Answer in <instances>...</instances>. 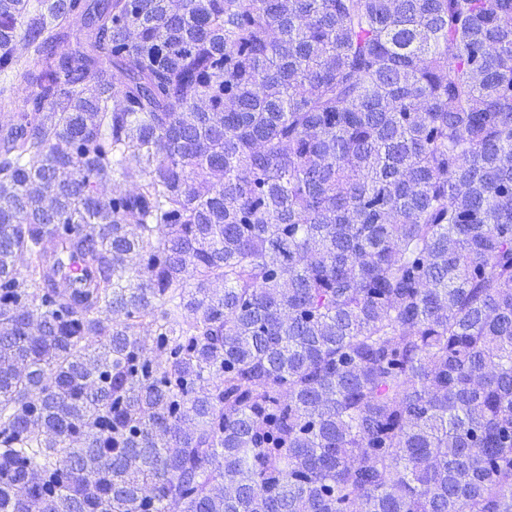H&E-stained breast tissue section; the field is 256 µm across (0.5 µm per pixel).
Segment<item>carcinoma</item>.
Returning a JSON list of instances; mask_svg holds the SVG:
<instances>
[{"mask_svg":"<svg viewBox=\"0 0 512 512\" xmlns=\"http://www.w3.org/2000/svg\"><path fill=\"white\" fill-rule=\"evenodd\" d=\"M0 75V512H512V0H5Z\"/></svg>","mask_w":512,"mask_h":512,"instance_id":"cac0c4a2","label":"carcinoma"}]
</instances>
